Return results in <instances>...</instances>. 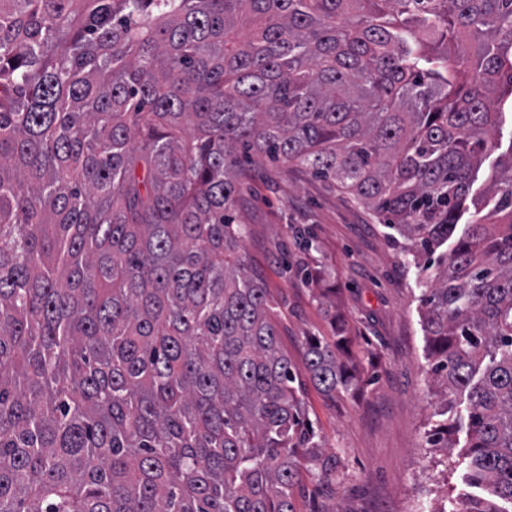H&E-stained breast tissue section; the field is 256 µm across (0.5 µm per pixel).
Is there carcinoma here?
I'll return each instance as SVG.
<instances>
[{
  "instance_id": "cac0c4a2",
  "label": "carcinoma",
  "mask_w": 512,
  "mask_h": 512,
  "mask_svg": "<svg viewBox=\"0 0 512 512\" xmlns=\"http://www.w3.org/2000/svg\"><path fill=\"white\" fill-rule=\"evenodd\" d=\"M512 0H0V512H296L329 469L234 223L239 156L394 218L471 480L512 503ZM474 212L473 224H460ZM309 380L361 382L347 325ZM511 142L512 126L507 117L505 123L502 124L496 132L494 148L489 152V155L478 171L477 180L473 185L472 193L483 190V188L490 183L492 177L498 170L497 163L499 160L508 157Z\"/></svg>"
}]
</instances>
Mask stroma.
Masks as SVG:
<instances>
[{
    "label": "stroma",
    "instance_id": "1",
    "mask_svg": "<svg viewBox=\"0 0 512 512\" xmlns=\"http://www.w3.org/2000/svg\"><path fill=\"white\" fill-rule=\"evenodd\" d=\"M237 210L250 270L279 305L280 346L297 371L305 369L307 337L330 335L317 287L348 324V353L359 363L360 390L328 397L303 384L308 416L336 467L309 464L294 490L297 512H456L480 495L466 480L461 448L441 459L427 444L435 398L425 373L419 296L433 272L408 267L383 220L335 183L297 163L265 158L246 164ZM314 233L304 251L299 233ZM309 265L320 285L304 281Z\"/></svg>",
    "mask_w": 512,
    "mask_h": 512
}]
</instances>
